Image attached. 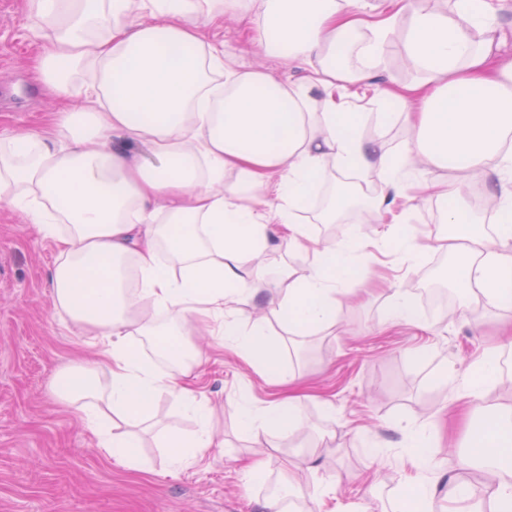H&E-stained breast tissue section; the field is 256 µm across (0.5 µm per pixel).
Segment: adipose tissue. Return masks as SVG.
<instances>
[{"mask_svg":"<svg viewBox=\"0 0 512 512\" xmlns=\"http://www.w3.org/2000/svg\"><path fill=\"white\" fill-rule=\"evenodd\" d=\"M512 0H455L453 13L431 0H27L43 40L32 68L59 101L39 129L0 136V202L53 239L58 262L51 287L60 321L97 336L106 379L89 367L66 368L58 399L81 403L92 428L102 411L125 423L99 446L137 467L133 425L153 401L175 396L199 416L190 435L170 431L172 464L215 447L213 408L190 384L199 328L218 336L264 374L275 371L267 319L240 326L236 307L268 288L244 267L271 235L286 251L313 254L305 269L284 268L278 317L288 334L311 336L336 324V299L355 296L371 276L353 239L319 244L301 212L316 183L336 170L388 174L380 196L363 197L379 218L393 214L406 188L450 196L437 180H418L417 160L474 176L497 173L499 222L479 234L465 209H446L448 232L437 248L455 260L448 271L468 299L512 302V55L497 15ZM231 18L245 39L293 63L298 80L230 65L203 29ZM402 36L418 81L380 84L386 48ZM356 42L362 64L340 48ZM399 104L416 134L398 154L375 153L360 129L355 100ZM133 262L137 295L167 312L179 357L157 373L130 350L154 329L135 316L126 288ZM299 399L243 408L253 434L295 432ZM468 463L494 485L492 512H512V418L490 412L467 433Z\"/></svg>","mask_w":512,"mask_h":512,"instance_id":"1","label":"adipose tissue"}]
</instances>
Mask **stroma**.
I'll list each match as a JSON object with an SVG mask.
<instances>
[{
    "mask_svg": "<svg viewBox=\"0 0 512 512\" xmlns=\"http://www.w3.org/2000/svg\"><path fill=\"white\" fill-rule=\"evenodd\" d=\"M204 36L222 41L236 63L278 80L299 76L288 60L247 43L232 20L205 29ZM41 46L25 0H0V84L11 90L0 101V133L38 128L56 109L29 66ZM363 109L370 117L362 134L378 150L396 154L412 143L414 132L400 106L383 110L367 103ZM438 176L452 181L453 200L469 205L481 197L473 219L480 233L493 234L496 176L460 179L448 169ZM450 201L418 197L406 204V222L417 230L412 244L425 254L421 261L379 253L383 226L365 216L319 224L315 211L304 213L320 240L360 239L364 252L376 256L373 277L382 287L352 300L339 298L335 326L305 337L299 348L275 315L283 295L277 283H270L256 306L239 311L243 323L267 318L279 369L299 384L302 429L275 434L269 445L257 442L240 422L241 409L266 405L284 388L210 337L200 347L197 386L215 408L213 424L223 447L172 466L165 446L169 428L189 433L196 423L164 395L138 433L139 469L101 451L83 410L57 401L53 384L63 368L91 362L106 373L101 344L97 337L73 333L54 312L50 275L58 252L52 240L0 203V512H266L272 484L286 483L294 497L313 491L331 474L340 481L329 506L371 512L379 500L400 505L411 471L407 435L423 426L431 433L438 466L457 468L470 422L488 409L512 414V333L503 330L512 321V305L470 307L460 297L445 320L426 316L422 292L431 267L452 263L435 248L448 231L440 215ZM396 288L410 297L416 324L391 319ZM470 316L481 319L480 329L467 325ZM487 349L499 352L502 374L474 401L465 396L463 383ZM331 432L336 435L332 450L309 460L305 444ZM261 461L263 478L243 484L242 472Z\"/></svg>",
    "mask_w": 512,
    "mask_h": 512,
    "instance_id": "1",
    "label": "stroma"
}]
</instances>
